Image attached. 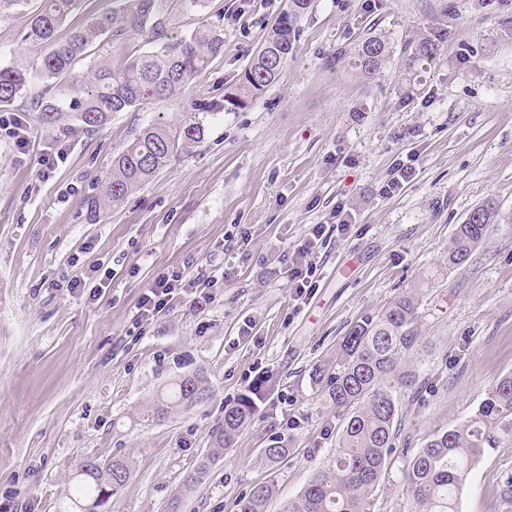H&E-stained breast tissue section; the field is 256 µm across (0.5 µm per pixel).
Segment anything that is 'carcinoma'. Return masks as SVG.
Returning <instances> with one entry per match:
<instances>
[{
  "label": "carcinoma",
  "mask_w": 512,
  "mask_h": 512,
  "mask_svg": "<svg viewBox=\"0 0 512 512\" xmlns=\"http://www.w3.org/2000/svg\"><path fill=\"white\" fill-rule=\"evenodd\" d=\"M84 2L45 0L33 13L23 38L42 46L46 54L34 69L0 67V107L14 105L28 96L35 83L42 82L44 89L30 98V110L39 112L41 122L55 127L74 117L83 129L94 131L107 124L114 112L139 110L153 101L181 95L215 58L224 55V30L219 26L207 23L186 37L171 40L157 13L158 0H117L116 7L96 16L86 27L58 38L59 28ZM312 3L290 0L288 12L272 26L234 87L224 92V110L244 107L278 79L295 50L294 22ZM104 35L117 39L144 36L154 47L114 64L91 50ZM436 52L435 40L424 36L414 46L412 61H428ZM346 54L352 68L373 79L388 59L389 42L382 34L370 35ZM90 56L93 60L86 72L74 74L75 65ZM62 79L68 82L69 97L50 96L51 84ZM205 131L203 120L192 112L174 129L154 125L141 131L112 160L102 196L88 200L89 221L99 220L104 210L153 177L173 154L200 143ZM498 215V206L492 201L468 214L448 244V267L470 259ZM419 320V299L404 295L382 315L352 325L334 356L314 365V385L336 412L345 415V423L332 461L315 471L283 512H370L369 498L386 476L395 445L398 409L393 390L412 386L416 378L408 361L424 344ZM212 395L204 378L183 376L157 397L150 412L153 418L163 420ZM253 411L254 402L248 395L224 406V422L211 431L210 448L197 470L186 477V485H194L224 450L233 447ZM506 437L512 439V373L491 386L472 416L434 436L411 459L404 480L416 512H459V493L477 461ZM293 452L284 440L274 438L262 455L271 464ZM129 474L130 464L124 458L105 463L84 460L73 477V493L59 505V512L112 509ZM276 495L274 482L257 484L240 498L238 512H267Z\"/></svg>",
  "instance_id": "1"
}]
</instances>
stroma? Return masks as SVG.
Listing matches in <instances>:
<instances>
[{"mask_svg": "<svg viewBox=\"0 0 512 512\" xmlns=\"http://www.w3.org/2000/svg\"><path fill=\"white\" fill-rule=\"evenodd\" d=\"M0 18V67L35 62L23 41L30 13ZM289 0H162L171 36L201 24L224 29V54L183 98L116 112L95 131L44 127L25 106L18 153L0 129V512H58L87 458L129 459L114 512H237L239 498L275 481L281 512L336 452L342 424L310 372L349 328L398 297L420 299L428 344L411 355L415 384L398 390L395 449L371 512H414L404 471L437 433L474 414L512 373V0H314L295 23V52L263 95L206 113V137L99 221L87 219L113 158L146 126L179 125L193 104L220 100ZM392 52L366 80L336 57L370 32ZM438 35L437 55L404 78L411 46ZM64 159L48 180L38 159ZM415 175L383 186L395 160ZM494 201L491 225L469 261L448 266V241L475 206ZM350 221L318 250L317 286L302 300L289 256L313 224ZM112 273L98 296L64 281ZM218 281L208 300L175 295L141 323L136 306L158 273ZM214 395L157 422V394L184 375ZM271 378L235 445L186 487L224 406ZM293 452L270 465L271 438ZM512 441L486 450L459 512H505Z\"/></svg>", "mask_w": 512, "mask_h": 512, "instance_id": "35a3bbf8", "label": "stroma"}]
</instances>
